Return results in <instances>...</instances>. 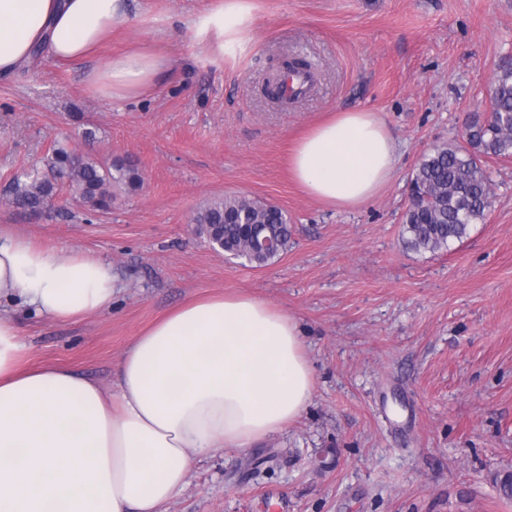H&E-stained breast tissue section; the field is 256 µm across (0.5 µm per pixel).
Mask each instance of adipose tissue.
<instances>
[{"label": "adipose tissue", "instance_id": "ef3b65f1", "mask_svg": "<svg viewBox=\"0 0 512 512\" xmlns=\"http://www.w3.org/2000/svg\"><path fill=\"white\" fill-rule=\"evenodd\" d=\"M249 0H221L203 30L240 33ZM130 0H0V76L44 46L57 60L88 59L128 22ZM170 66L145 49L93 69L88 84L113 99L146 94ZM383 118L341 111L292 151L294 178L326 205L355 209L395 170ZM110 265L61 255L0 227V300L73 321L110 309ZM14 320L0 314V512H160L186 482L193 453L247 449L307 410L315 378L297 322L251 294L192 300L137 336L114 391L70 370L21 367Z\"/></svg>", "mask_w": 512, "mask_h": 512}]
</instances>
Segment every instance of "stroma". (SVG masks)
<instances>
[{
	"instance_id": "35a3bbf8",
	"label": "stroma",
	"mask_w": 512,
	"mask_h": 512,
	"mask_svg": "<svg viewBox=\"0 0 512 512\" xmlns=\"http://www.w3.org/2000/svg\"><path fill=\"white\" fill-rule=\"evenodd\" d=\"M242 33L198 19L216 0H134L90 59L49 54L0 79V226L62 253L108 262L111 309L62 323L8 306L22 364L62 366L111 389L132 340L197 296L249 293L295 319L315 390L307 411L259 446L198 454L164 512H512V160L490 162L483 223L437 253L406 248L407 186L422 157L463 144L488 115L497 64L512 57V0H252ZM149 48L172 62L145 95L99 96L89 71ZM289 57L312 90L274 103L264 87ZM380 113L394 177L338 210L290 177L288 151L333 112ZM88 120L94 141L79 125ZM138 163L137 190L107 211L70 190L31 212L13 178L53 148ZM227 196L266 199L292 236L255 268L214 252L193 219Z\"/></svg>"
}]
</instances>
